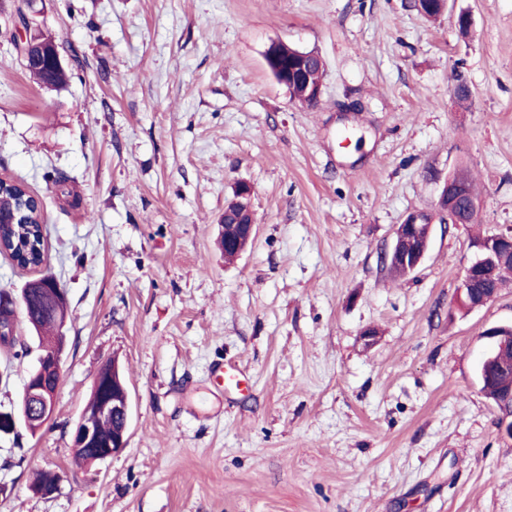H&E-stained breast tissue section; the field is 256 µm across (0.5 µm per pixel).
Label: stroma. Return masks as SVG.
Here are the masks:
<instances>
[{
  "label": "stroma",
  "mask_w": 512,
  "mask_h": 512,
  "mask_svg": "<svg viewBox=\"0 0 512 512\" xmlns=\"http://www.w3.org/2000/svg\"><path fill=\"white\" fill-rule=\"evenodd\" d=\"M23 5L0 0V177L41 200L46 262L0 255V290L53 276L68 344L51 420L0 438V512H512V438L476 377L512 272L480 310L459 291L472 241L512 227V0H34L56 89L15 47ZM275 43L322 57L316 106L274 79ZM459 168L480 209L443 224ZM239 181L256 236L228 263ZM414 212L437 223L398 278L383 254ZM112 359L128 444L80 465L71 429ZM33 362L0 344V411ZM38 471L59 490L33 495Z\"/></svg>",
  "instance_id": "1"
}]
</instances>
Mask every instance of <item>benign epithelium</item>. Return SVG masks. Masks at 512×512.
Wrapping results in <instances>:
<instances>
[{
	"label": "benign epithelium",
	"mask_w": 512,
	"mask_h": 512,
	"mask_svg": "<svg viewBox=\"0 0 512 512\" xmlns=\"http://www.w3.org/2000/svg\"><path fill=\"white\" fill-rule=\"evenodd\" d=\"M17 49L22 60L33 59L48 66L62 67L60 54L55 42L41 35L36 20V13L26 16L23 36ZM275 80L286 88L291 87L300 76L299 67L288 62L270 58ZM461 174L457 170L448 174V203L441 206L450 224H467L477 210V200L470 197L466 186L456 180ZM240 222L237 224H221V238L226 246L240 255L256 232V224L252 212V187L247 183L236 185ZM433 226V216L416 212L410 214L403 223L396 225L391 248L384 253L383 260L388 265H397L410 274L421 263L429 244ZM512 246V228L491 234L473 242L475 255L464 268L461 276V292L463 304L470 311L485 307L496 298L491 292L475 296L470 292L474 279L483 276L494 264L505 246ZM51 288L59 299L66 298L65 290L51 277L36 280V284L21 289L20 304L26 307L32 288ZM512 334L510 326H491L484 330L483 336L489 341V349L483 362H493V353L506 344L505 338ZM67 345L65 325H60L55 342L49 347L39 348L35 367L29 372L23 393L18 405L9 412H0V435H11L18 432V427L29 428L32 424H46L53 415L50 400L54 399L56 390L47 385V378L61 375L63 356ZM92 391L97 393V400L86 404L79 420L72 430V442L75 448L97 449L96 460L103 461L122 451L127 446L128 431L131 420V404L126 381L120 378V369L114 362L105 363L95 374ZM110 416L116 422L112 428V438L108 441L100 439L97 428L92 424L93 416Z\"/></svg>",
	"instance_id": "1"
}]
</instances>
